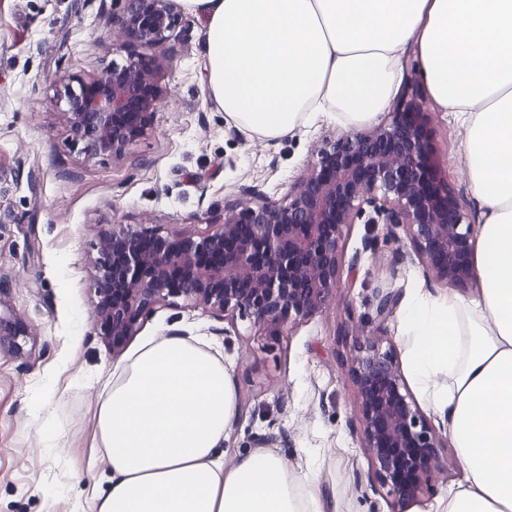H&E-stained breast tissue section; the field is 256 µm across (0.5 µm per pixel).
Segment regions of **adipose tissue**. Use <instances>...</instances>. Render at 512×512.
Masks as SVG:
<instances>
[{
    "mask_svg": "<svg viewBox=\"0 0 512 512\" xmlns=\"http://www.w3.org/2000/svg\"><path fill=\"white\" fill-rule=\"evenodd\" d=\"M203 17L208 96L279 139L324 116L377 122L415 45L432 99L465 130L483 208L468 297L415 294L408 363L442 413L463 477L443 512H512V0H183ZM231 368L177 335L145 340L99 393L112 472L94 512H325L309 471L268 448L225 463Z\"/></svg>",
    "mask_w": 512,
    "mask_h": 512,
    "instance_id": "ef3b65f1",
    "label": "adipose tissue"
}]
</instances>
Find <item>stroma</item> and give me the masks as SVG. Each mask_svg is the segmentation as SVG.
I'll use <instances>...</instances> for the list:
<instances>
[{"label": "stroma", "instance_id": "35a3bbf8", "mask_svg": "<svg viewBox=\"0 0 512 512\" xmlns=\"http://www.w3.org/2000/svg\"><path fill=\"white\" fill-rule=\"evenodd\" d=\"M122 0H0V275L15 285L1 310L29 334L20 351H0V512H89L110 470L95 458V378L118 363L94 321V248L101 230L146 224L205 232L228 200L282 199L310 169L343 122L319 120L277 140L233 125L207 96L202 18L184 14L165 45L173 63L161 75L170 92L147 135L123 158H88L70 148L69 127L53 102L58 79L93 75L111 64L112 21ZM464 130L448 114L433 128L435 160L474 221L482 215L466 164ZM345 257L332 309L279 335L252 320L211 316L186 303L159 306L126 343L185 333L204 339L232 366L237 420L219 455L252 453L262 437L297 471L311 468L329 512H396L361 445L360 412L348 386L349 355L367 342L406 364L400 314L378 321L373 291L408 300L413 289L447 294L421 264L406 259L403 231L384 224L343 228ZM462 477L453 445L406 512H433Z\"/></svg>", "mask_w": 512, "mask_h": 512}]
</instances>
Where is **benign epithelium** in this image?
I'll use <instances>...</instances> for the list:
<instances>
[{
  "label": "benign epithelium",
  "instance_id": "obj_1",
  "mask_svg": "<svg viewBox=\"0 0 512 512\" xmlns=\"http://www.w3.org/2000/svg\"><path fill=\"white\" fill-rule=\"evenodd\" d=\"M113 50L125 53L89 78L60 79L55 104L74 151L125 154L145 136L167 98L159 75L182 20L178 0H122ZM430 101L413 94L380 123L347 131L318 150L307 176L281 201L233 199L202 234H166L120 224L99 234L95 315L119 352L159 305L181 299L215 317L249 318L270 334L327 311L340 288L342 228L403 230L412 254L444 285L473 279V224L432 160ZM398 292L375 293L377 320L392 317ZM20 323L0 314V349H19ZM349 382L361 416L362 448L397 501H416L439 465L441 441L412 398L398 360L371 344L351 355Z\"/></svg>",
  "mask_w": 512,
  "mask_h": 512
}]
</instances>
